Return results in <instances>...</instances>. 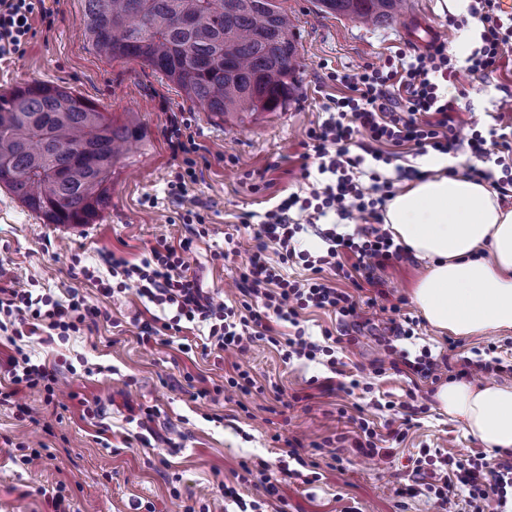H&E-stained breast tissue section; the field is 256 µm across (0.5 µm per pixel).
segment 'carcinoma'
Returning a JSON list of instances; mask_svg holds the SVG:
<instances>
[{
  "instance_id": "obj_1",
  "label": "carcinoma",
  "mask_w": 512,
  "mask_h": 512,
  "mask_svg": "<svg viewBox=\"0 0 512 512\" xmlns=\"http://www.w3.org/2000/svg\"><path fill=\"white\" fill-rule=\"evenodd\" d=\"M409 0H318L356 21H387ZM80 30L109 61L135 62L226 122L283 109L297 85L293 24L275 0H84ZM144 138L135 120L66 86L0 92V187L46 224H89L112 173Z\"/></svg>"
}]
</instances>
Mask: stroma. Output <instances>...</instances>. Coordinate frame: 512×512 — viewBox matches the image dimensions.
Wrapping results in <instances>:
<instances>
[{
	"label": "stroma",
	"mask_w": 512,
	"mask_h": 512,
	"mask_svg": "<svg viewBox=\"0 0 512 512\" xmlns=\"http://www.w3.org/2000/svg\"><path fill=\"white\" fill-rule=\"evenodd\" d=\"M403 15L364 25L321 11L316 0H277L294 21L300 69L298 84L285 109L266 112L231 126L209 119L207 112L186 101L162 74L135 63L108 61L79 30L83 0H46L50 19L33 16L24 57L0 62V90L34 82L72 87L125 121L135 113L145 129L139 148L126 155L112 177L110 200L90 224H44L6 189L0 188V285L35 284L38 293L67 298L76 288L102 316L96 326L68 340L25 344L33 360L57 362L60 368L57 406H45L41 393L24 389L14 402L0 406V512H54L44 490L65 484L66 512H135L136 505L154 512H235L225 502L221 484L236 486L257 512H436L426 487L431 473L412 475L408 460L423 450L454 458L483 452L460 422L442 413L434 399L437 387L425 382L413 388L394 371L376 374L388 346L419 354L449 357L452 369L474 350L496 344L497 355L512 365V329L490 330L458 338L449 349L447 334L422 321L412 303V290L422 273L420 262L408 257L379 273L390 301L407 298L406 312L419 318L412 338L392 334L391 315L380 306L364 307L360 327L341 353L344 375L357 374L371 393L320 391L316 380L328 369L316 362L283 363L271 346L255 344L242 359L258 384L278 385L285 396L302 394L293 407L276 406L272 393L242 397L225 385L234 360L230 354L204 353L207 326L187 332L191 351L179 343L144 345L138 318L144 303L134 291L103 296L73 275L75 262L93 264L102 250L138 258L157 240L178 242L191 236L181 213L208 216V236L195 240L184 256L194 274L216 301L235 291L234 282L249 260L252 229L239 223L241 214L256 216L296 192L306 194L301 177L302 143L307 131L325 119L329 98L346 95L330 80L333 72L356 74L369 63L379 64L395 51L413 52L409 38L421 25L432 27L448 53L464 59L475 47V21L454 30L448 18L457 14L454 0H411ZM512 88V59L504 60L490 77L461 73V118L465 128L488 131L501 87ZM192 120V132L206 149L200 179L175 199L167 183L177 167L165 128L171 113ZM236 233L238 254L224 256V236ZM201 381L210 396H195L190 380ZM417 390L426 411L418 415L404 441L388 442L380 454L366 456L354 446L349 415L363 410L378 432H386L391 412L370 409L371 397L395 402ZM96 405L84 416L85 402ZM155 408L153 418L141 417L138 406ZM300 440L306 462L303 480H281L279 466L288 458V441ZM330 448H323V441ZM39 452L35 465L24 467L22 454ZM343 464L333 467V456ZM269 464L278 478L279 496L271 498L253 482L238 481L242 466Z\"/></svg>",
	"instance_id": "obj_1"
}]
</instances>
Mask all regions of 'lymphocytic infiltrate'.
I'll return each mask as SVG.
<instances>
[{"label":"lymphocytic infiltrate","mask_w":512,"mask_h":512,"mask_svg":"<svg viewBox=\"0 0 512 512\" xmlns=\"http://www.w3.org/2000/svg\"><path fill=\"white\" fill-rule=\"evenodd\" d=\"M44 0H0V59L23 57L32 31L31 18L43 9ZM469 13L480 25V43L468 55L469 72L485 76L496 72L503 58L512 53V18L503 17L497 0H473ZM461 70L442 43L426 50L407 54L397 52L382 64L366 65L362 72L337 75L347 96L331 100L329 116L309 129L304 144L301 168L303 179L322 174L313 183L308 196L290 194L265 212L253 239L255 245L243 268L236 288L237 304H214L197 277L187 275L183 255L190 251L193 239L206 235L207 220L198 212H187L181 221L195 227V235L178 243L159 240L131 262L113 251L101 252L100 266L108 269L101 277L97 268L80 267L83 280L101 293L135 290L140 299L158 307L171 309L173 317L161 321L158 315L140 326L143 343L159 342L167 332L182 333L184 323H204L209 327L207 342L222 352L245 355L256 343L276 347L283 362L317 361L325 357L328 369H335L336 351L344 344L343 336L324 330L322 342L307 338L301 328V314L310 308L334 312L342 325H356L361 305L352 291L336 285L337 279L351 281L354 288L374 287L375 295L386 298L380 270L402 261L406 248L396 243L383 224V212L406 182L421 179L415 167L399 169L396 178L387 179L371 172L370 184H363L357 171L366 161L391 164L394 149L410 146L417 154L435 151L449 154L466 147L471 155L491 159L494 152L512 154V138L489 129L488 133L468 132L460 128L461 118L456 98L446 93L456 83ZM191 121L184 115L169 117L166 137L174 157L181 163L168 182L171 196H184L199 177L198 157L202 150L190 132ZM358 152H351V145ZM305 214V224L292 222L291 210ZM340 217L360 215L370 223L352 233L320 229L318 223L328 214ZM316 228L327 245L323 254L314 256L298 250L296 236L302 226ZM276 245L278 262L265 256L269 245ZM302 261L308 270L305 278L290 279L281 272L282 265ZM102 312L89 306L79 291H71L60 300L51 294H35L33 289L14 285L0 287V331L10 332L20 340L45 330L64 339L97 323ZM292 326L294 334L283 333ZM410 373L418 378L438 382L449 371L447 358L432 356L429 350L418 355L390 348L389 363L378 366L386 370ZM7 390H0V402L11 401L20 389H39L45 404H54L58 390V368L34 363L23 348H16L6 361ZM439 477L428 485L440 512H502L506 494L512 489V460H496L480 453L466 462L438 456ZM465 489V499H458V489Z\"/></svg>","instance_id":"1"}]
</instances>
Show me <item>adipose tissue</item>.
<instances>
[{
  "label": "adipose tissue",
  "mask_w": 512,
  "mask_h": 512,
  "mask_svg": "<svg viewBox=\"0 0 512 512\" xmlns=\"http://www.w3.org/2000/svg\"><path fill=\"white\" fill-rule=\"evenodd\" d=\"M384 224L425 267L413 301L442 332L474 336L512 328V209L487 182L441 173L411 182ZM436 400L496 455H512V385L451 382Z\"/></svg>",
  "instance_id": "adipose-tissue-1"
}]
</instances>
